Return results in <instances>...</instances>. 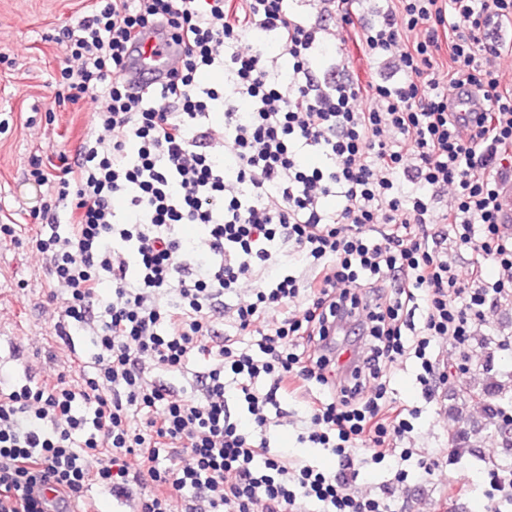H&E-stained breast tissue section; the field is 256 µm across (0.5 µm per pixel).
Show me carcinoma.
<instances>
[{
    "mask_svg": "<svg viewBox=\"0 0 512 512\" xmlns=\"http://www.w3.org/2000/svg\"><path fill=\"white\" fill-rule=\"evenodd\" d=\"M457 395L461 396V405L452 408L456 418L463 422L468 421L467 404L480 402L484 404L490 422L451 435L450 441L454 447L467 448L470 446L471 437L479 435L512 448V417L505 411V406L512 405V383L500 380L488 369L477 383L457 390Z\"/></svg>",
    "mask_w": 512,
    "mask_h": 512,
    "instance_id": "carcinoma-1",
    "label": "carcinoma"
}]
</instances>
